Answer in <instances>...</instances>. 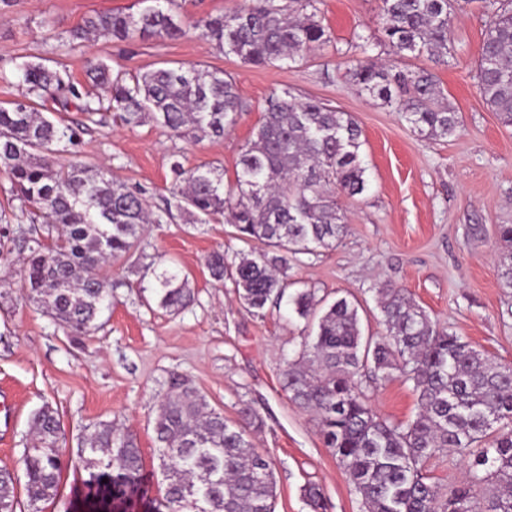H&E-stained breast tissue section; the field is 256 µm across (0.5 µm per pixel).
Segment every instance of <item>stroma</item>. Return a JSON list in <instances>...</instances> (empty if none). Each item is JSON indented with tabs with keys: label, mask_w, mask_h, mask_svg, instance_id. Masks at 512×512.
I'll return each instance as SVG.
<instances>
[{
	"label": "stroma",
	"mask_w": 512,
	"mask_h": 512,
	"mask_svg": "<svg viewBox=\"0 0 512 512\" xmlns=\"http://www.w3.org/2000/svg\"><path fill=\"white\" fill-rule=\"evenodd\" d=\"M245 0H159L163 10L187 21L228 13ZM488 0H457L451 16L447 60L395 58L384 44L380 0H318V17L331 40L302 61L245 66L193 31L175 40L121 43L101 38L74 51L61 40L87 16L138 12L140 0H0V103L21 98L25 86L11 61L21 57L61 65L75 82L99 60L130 75L158 67L201 65L230 74L243 102L234 127L220 138L187 142L161 127L123 125L106 113L86 123L76 108L40 104L44 114L79 131V159L140 192L152 210L164 208L173 188L171 164L184 169L217 166L234 185L242 147L251 142L272 92L311 97L349 113L362 129L360 156L367 187L340 196L347 232L330 250L289 259L291 290L310 289L325 305L345 296L360 305L364 334L380 335L375 290L388 284L408 289L439 327L471 345L512 362V288L499 276V224H512V127L485 103L475 77L485 34ZM372 43L373 59L434 73L460 120L457 137L428 140L413 131L395 108L350 82L348 68L361 55L357 39ZM483 225L481 238L469 227ZM247 244L224 219L188 223L183 214L144 225L131 253L113 261L108 274L112 304L86 336H72L26 301L28 248L9 244L0 259V469L21 472L33 414L51 406L63 429V470L54 499L41 512H83L75 501L87 477L85 437L99 425L132 431L142 450L147 500L129 512H149L157 495L161 457L153 431L157 405L171 373L192 379L211 408L236 421L254 408L260 429L248 438L269 457L276 480L275 512H311L305 484L320 487L326 512H362L342 463L326 448L315 414L301 409L282 387L286 360L305 336L303 320L288 304L259 312L241 306L232 278L211 279L205 259L214 251L237 263ZM189 276L193 300L184 310L161 308L149 289L151 262ZM370 407L395 423L418 412L411 383L384 385L359 377Z\"/></svg>",
	"instance_id": "obj_1"
}]
</instances>
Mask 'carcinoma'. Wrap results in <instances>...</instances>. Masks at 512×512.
I'll list each match as a JSON object with an SVG mask.
<instances>
[{"mask_svg": "<svg viewBox=\"0 0 512 512\" xmlns=\"http://www.w3.org/2000/svg\"><path fill=\"white\" fill-rule=\"evenodd\" d=\"M316 0H248L244 7L194 24L225 53L248 66L301 58L330 42L317 18ZM454 0H382L384 34L400 57L448 56ZM187 24L150 5L138 14L100 13L70 31L63 46L74 49L93 35L114 41L176 39ZM28 96L0 105V166L8 171L20 200L31 207L20 231L30 255L24 269L26 298L64 330L88 334L109 300L102 266L136 246L142 225L158 224L136 192L82 162L56 166V146L76 145L77 133L45 117L35 99L50 97L65 109L75 104L87 119L119 113L127 126L153 121L170 133L197 141L221 138L243 102L232 77L222 71L160 67L126 78L104 61L88 78L101 95L82 94L64 69L14 62ZM478 86L502 124L512 126V7L494 9L486 24L477 62ZM350 80L371 97L394 103L422 136L454 138L458 113L440 100L435 76L369 59ZM357 121L317 99L272 94L254 139L239 159L234 186L224 188L215 167L171 170L175 207L192 224L219 216L235 226L244 243L260 251L235 265L234 284L242 304L261 311L282 300L288 256L330 249L347 225L336 195L355 197L366 189ZM508 251L500 277L512 288V224L497 226ZM211 278L224 281V254L206 258ZM153 291L159 305L178 312L192 300L188 275L162 269ZM384 333L365 336L358 307L342 297L318 307L309 290L291 303L310 328L299 359L286 362L284 388L301 408L319 417L324 444L342 462L365 512H512V365L497 362L463 337L441 329L405 288L378 289ZM370 369L373 380L398 374L413 383L419 412L407 423L377 415L355 377ZM260 424L249 409L232 423L208 408L184 374L173 373L154 422L163 458L161 497L152 512H274L276 482L270 460L247 439L246 427ZM34 435L22 458L24 492L33 510L54 498L62 473L60 423L48 406L31 420ZM471 459L468 480L443 488L424 473L442 450ZM89 478L86 501L110 497L129 503L141 495L144 472L134 435L103 424L86 441ZM107 482H102V479ZM304 496L314 512L325 510L313 484ZM16 481L0 472V512H16Z\"/></svg>", "mask_w": 512, "mask_h": 512, "instance_id": "cac0c4a2", "label": "carcinoma"}]
</instances>
